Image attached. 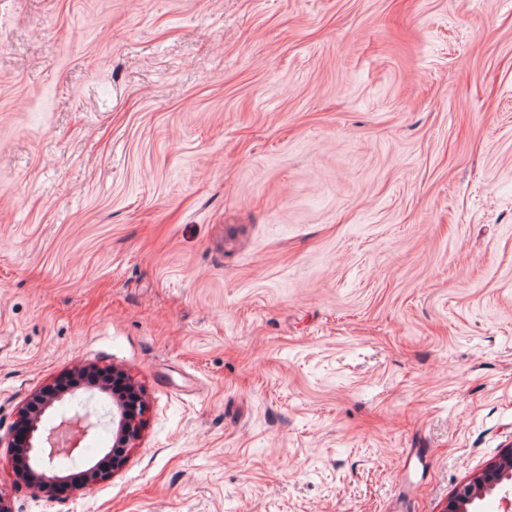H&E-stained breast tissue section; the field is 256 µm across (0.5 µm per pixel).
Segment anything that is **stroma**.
I'll return each mask as SVG.
<instances>
[{
    "label": "stroma",
    "instance_id": "obj_1",
    "mask_svg": "<svg viewBox=\"0 0 512 512\" xmlns=\"http://www.w3.org/2000/svg\"><path fill=\"white\" fill-rule=\"evenodd\" d=\"M84 366L144 436L11 512H440L512 446V0H0V435Z\"/></svg>",
    "mask_w": 512,
    "mask_h": 512
}]
</instances>
